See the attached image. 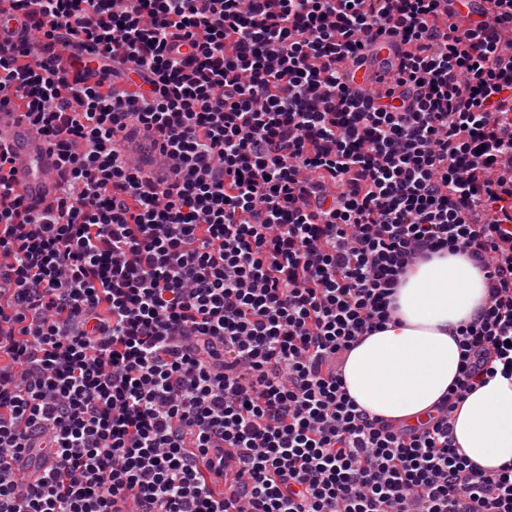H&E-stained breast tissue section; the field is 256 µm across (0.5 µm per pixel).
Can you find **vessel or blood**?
<instances>
[{
    "mask_svg": "<svg viewBox=\"0 0 512 512\" xmlns=\"http://www.w3.org/2000/svg\"><path fill=\"white\" fill-rule=\"evenodd\" d=\"M485 0H449L448 8L461 22H468L482 13ZM406 48L396 39L384 38L365 50L366 61L350 70L348 82L364 90L377 88L376 75L394 74L400 67ZM11 148V176L26 198L44 203L57 193V157L38 127L21 120L18 113L0 110V140ZM121 151L128 164L141 169L153 179L173 178V162L155 151L150 141L141 135L123 139Z\"/></svg>",
    "mask_w": 512,
    "mask_h": 512,
    "instance_id": "obj_1",
    "label": "vessel or blood"
}]
</instances>
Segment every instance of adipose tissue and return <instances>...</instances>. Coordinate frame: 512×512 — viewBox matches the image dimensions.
<instances>
[{
	"instance_id": "ef3b65f1",
	"label": "adipose tissue",
	"mask_w": 512,
	"mask_h": 512,
	"mask_svg": "<svg viewBox=\"0 0 512 512\" xmlns=\"http://www.w3.org/2000/svg\"><path fill=\"white\" fill-rule=\"evenodd\" d=\"M483 272L450 249L410 266L391 318L362 337L342 368L345 388L371 416L412 421L447 397L463 367L460 333L486 307ZM458 454L488 474L512 465V379L495 376L453 414Z\"/></svg>"
}]
</instances>
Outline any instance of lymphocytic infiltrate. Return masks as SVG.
<instances>
[{
    "label": "lymphocytic infiltrate",
    "mask_w": 512,
    "mask_h": 512,
    "mask_svg": "<svg viewBox=\"0 0 512 512\" xmlns=\"http://www.w3.org/2000/svg\"><path fill=\"white\" fill-rule=\"evenodd\" d=\"M7 2L0 107L53 143L60 195L18 194L0 152V512H512V466L486 476L452 429L512 379V171L485 175L512 157V0L464 25L444 0ZM381 35L397 76L350 87ZM133 127L174 182L126 165ZM455 246L488 304L455 391L397 429L344 358Z\"/></svg>",
    "instance_id": "1"
}]
</instances>
